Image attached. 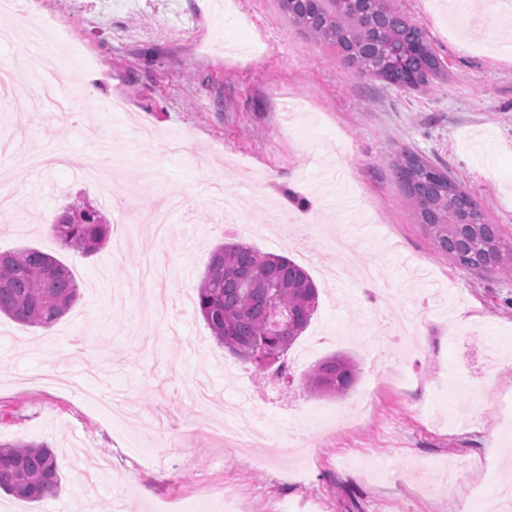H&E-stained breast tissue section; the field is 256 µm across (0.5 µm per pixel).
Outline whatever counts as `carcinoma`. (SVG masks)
<instances>
[{
	"label": "carcinoma",
	"mask_w": 512,
	"mask_h": 512,
	"mask_svg": "<svg viewBox=\"0 0 512 512\" xmlns=\"http://www.w3.org/2000/svg\"><path fill=\"white\" fill-rule=\"evenodd\" d=\"M389 0H280L282 11L316 42L332 44L362 77L398 87L425 85L442 73V64L420 27L388 5ZM401 188L417 203L420 223L437 250L470 271L504 266L496 225L448 175L414 154L396 169ZM61 246L82 255L107 242L108 224L94 207H69L50 225ZM318 288L292 259L226 243L213 252L196 287V306L216 342L258 370L287 374L281 356L308 327L318 305ZM78 288L69 268L36 248L0 254V315L42 329L51 328L74 304ZM288 317L279 334L270 310ZM361 369L347 354L317 362L302 379L315 396L346 395ZM55 455L44 444H0V489L40 501L59 492Z\"/></svg>",
	"instance_id": "obj_1"
}]
</instances>
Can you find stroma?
I'll use <instances>...</instances> for the list:
<instances>
[{
	"label": "stroma",
	"mask_w": 512,
	"mask_h": 512,
	"mask_svg": "<svg viewBox=\"0 0 512 512\" xmlns=\"http://www.w3.org/2000/svg\"><path fill=\"white\" fill-rule=\"evenodd\" d=\"M480 16L449 18L434 0H390L421 26L445 70L417 88L360 77L335 47L311 40L279 0H21L0 11L53 16L82 51L49 31L0 45V65L29 69L26 44L68 82L75 118L30 107L33 90L0 95V187L19 208L0 218V253L34 247L71 271L79 295L50 330L0 318V442L47 443L62 488L28 502L0 491V512H267L287 497L327 512H429L425 489L446 490L445 512L462 503L494 512L512 497V263L494 273L461 268L437 251L398 185L395 165L412 153L447 171L496 224L512 252V13L480 0ZM92 83H82V76ZM59 150L67 164L33 169L26 150ZM109 156L112 180L133 215L101 208L108 242L83 256L63 248L47 224L67 207L100 206L84 176L90 157ZM238 205L217 221L209 188ZM354 244L343 279L324 269ZM240 242L288 256L319 288L309 332L284 359L293 375L273 395L263 372L225 352L194 295L212 251ZM447 285L453 312H435L411 349L409 383L374 373L386 322ZM346 353L362 373L348 395H309L301 375ZM59 371L73 385L122 398L140 422L129 444L89 400L17 376ZM206 381L216 400L238 381L267 396L261 414L238 423L300 433L297 451L250 456L224 445L223 418L201 419L193 398ZM343 411L344 431L312 430L317 411ZM485 460L447 484L449 465Z\"/></svg>",
	"instance_id": "stroma-1"
}]
</instances>
